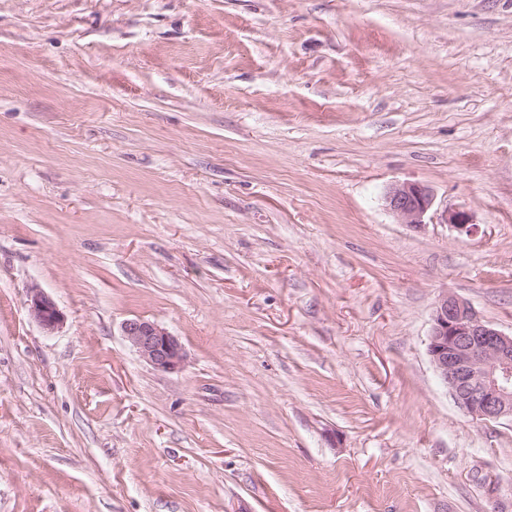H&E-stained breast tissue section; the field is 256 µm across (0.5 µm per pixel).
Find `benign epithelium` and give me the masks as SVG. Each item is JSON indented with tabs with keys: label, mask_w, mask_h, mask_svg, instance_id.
Here are the masks:
<instances>
[{
	"label": "benign epithelium",
	"mask_w": 512,
	"mask_h": 512,
	"mask_svg": "<svg viewBox=\"0 0 512 512\" xmlns=\"http://www.w3.org/2000/svg\"><path fill=\"white\" fill-rule=\"evenodd\" d=\"M388 209L403 224L419 227L434 204L432 190L421 183H401L385 195ZM441 223L466 234L475 229L465 210H445ZM30 316L47 332L63 322L56 302L42 289L27 291ZM123 333L141 358L166 373H179L186 361L179 339L154 322L131 319ZM430 362L455 404L472 419L512 420V335L492 327L464 299L444 293L437 299L427 347Z\"/></svg>",
	"instance_id": "1"
}]
</instances>
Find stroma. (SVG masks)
Returning a JSON list of instances; mask_svg holds the SVG:
<instances>
[{"instance_id": "stroma-1", "label": "stroma", "mask_w": 512, "mask_h": 512, "mask_svg": "<svg viewBox=\"0 0 512 512\" xmlns=\"http://www.w3.org/2000/svg\"><path fill=\"white\" fill-rule=\"evenodd\" d=\"M446 292L512 334V0H0V512H512ZM388 209L403 224L419 227L434 204L432 190L421 183H401L391 187L385 195ZM27 306L30 316L47 332L57 330L63 322V314L56 302L41 288H28ZM123 333L141 358L166 373H179L186 361L185 350L176 336L154 322L127 320Z\"/></svg>"}]
</instances>
